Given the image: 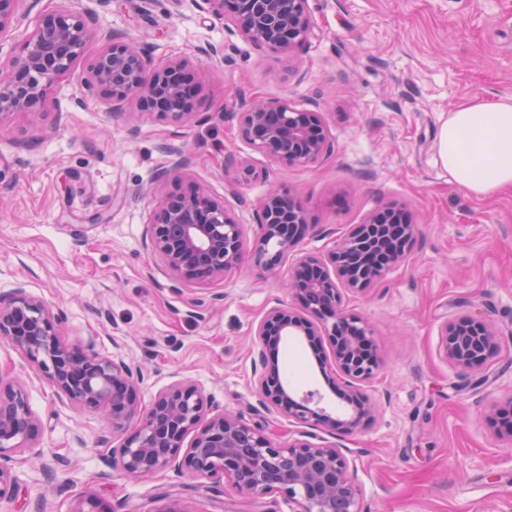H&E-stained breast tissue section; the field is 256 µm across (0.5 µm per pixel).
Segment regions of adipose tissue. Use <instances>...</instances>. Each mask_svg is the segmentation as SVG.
Segmentation results:
<instances>
[{"label":"adipose tissue","instance_id":"obj_1","mask_svg":"<svg viewBox=\"0 0 512 512\" xmlns=\"http://www.w3.org/2000/svg\"><path fill=\"white\" fill-rule=\"evenodd\" d=\"M438 154L470 194L491 196L512 187V99L474 100L449 112Z\"/></svg>","mask_w":512,"mask_h":512}]
</instances>
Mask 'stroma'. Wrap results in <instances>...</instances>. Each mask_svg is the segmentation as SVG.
Instances as JSON below:
<instances>
[{
    "mask_svg": "<svg viewBox=\"0 0 512 512\" xmlns=\"http://www.w3.org/2000/svg\"><path fill=\"white\" fill-rule=\"evenodd\" d=\"M97 28L129 37L153 63L196 58L195 120L116 116L105 97L84 98L80 72L63 79L50 112L0 122V296L24 286L58 313L69 343L141 367L140 404L176 381L194 384L209 414L233 413L280 442L308 436L343 448L363 488V512H512V444L486 416L512 400V188L476 198L438 157L450 111L475 98H512V0H308L312 32L294 72L199 10L196 0H73ZM209 44L231 50L217 63ZM288 96L319 112L336 148L310 166L270 163L222 121L239 92ZM228 156L257 179L230 195ZM186 158L187 176L223 198L243 224L241 263L201 286L173 288L145 246L160 198L161 167ZM303 206L317 229L304 252L329 251L332 232L387 205L415 213L412 255L343 308L375 329L379 366L363 383L375 404L356 429L288 419L258 400L253 329L289 303L288 267L267 272L252 251L253 210L270 186ZM480 310L498 348L479 373L451 367L440 350L447 317ZM280 372L321 408L343 411L309 348ZM480 376L479 386L466 379ZM0 381L25 386L42 433L13 454L14 498L0 512H76L85 498L103 512H289L276 496L250 499L220 477L173 471L135 477L112 463L124 440L110 421L62 402L19 350L0 339Z\"/></svg>",
    "mask_w": 512,
    "mask_h": 512,
    "instance_id": "stroma-1",
    "label": "stroma"
}]
</instances>
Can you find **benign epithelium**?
Listing matches in <instances>:
<instances>
[{"mask_svg":"<svg viewBox=\"0 0 512 512\" xmlns=\"http://www.w3.org/2000/svg\"><path fill=\"white\" fill-rule=\"evenodd\" d=\"M21 2L0 0V36L18 22ZM197 6L220 22H231L253 49L278 53L286 63L312 28L308 0H197ZM93 40L100 48L81 80L85 96L108 98L115 114L133 102L138 111L173 123L197 116V70L189 57L153 65L125 37L98 30L91 14L60 5L41 19L17 54L0 59V119L45 112L61 79ZM223 118L236 120L241 138L271 163L309 166L335 151L315 113L297 108L286 96L241 92ZM186 166L182 160L158 171L154 187L169 188L148 224L146 244L176 285H205L239 265L244 231L224 200L180 175ZM224 175L230 176L233 191L256 171L231 158L224 162ZM404 215L405 223L389 225L382 223L381 212L373 211L337 237L328 254L304 253L295 259L288 281L294 304L269 309L254 329L261 406L331 429L350 430L371 417L362 383L373 376L378 360L364 356L362 344L373 332L361 318L344 312L343 291L360 290L405 263L416 219L410 211ZM254 220L260 237L252 256L266 269L294 253L311 229L301 205L277 190L261 199ZM439 336L440 349L454 368L481 367L497 344L494 328L476 309L444 320ZM288 337L307 344L320 370L333 361L343 376L336 394L348 407L345 415L311 408L314 394L297 399L283 382L270 354ZM0 338L44 375L60 399L110 417L117 430L136 421L134 431L112 450V462L131 475L172 469L193 478L221 476L243 495L282 497L292 512H361L362 487L342 449L305 439L280 443L232 414L207 418L202 394L184 382L169 385L141 408L139 376L131 365L94 352L91 338L83 346L65 343L59 317L22 286L0 298ZM40 434L24 386L0 382V460L34 447ZM15 484L11 469L0 463V500L14 495Z\"/></svg>","mask_w":512,"mask_h":512,"instance_id":"benign-epithelium-1","label":"benign epithelium"}]
</instances>
